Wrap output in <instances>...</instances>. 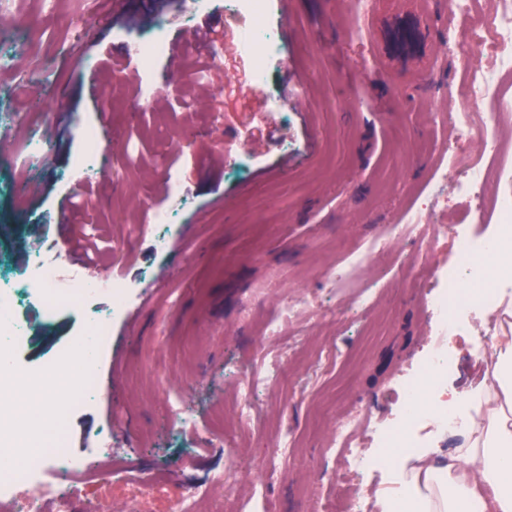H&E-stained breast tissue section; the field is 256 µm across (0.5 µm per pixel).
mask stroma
Returning a JSON list of instances; mask_svg holds the SVG:
<instances>
[{
  "label": "stroma",
  "instance_id": "1",
  "mask_svg": "<svg viewBox=\"0 0 512 512\" xmlns=\"http://www.w3.org/2000/svg\"><path fill=\"white\" fill-rule=\"evenodd\" d=\"M267 19L286 46L268 64V82L253 88L251 63L227 50L224 67L201 75L204 50L195 30L225 24L226 0H160L179 68L153 65L161 88L153 106L137 109L142 77L120 52L149 36L143 0H9L17 28L9 32L12 63L0 67V270L24 275L34 249L66 252L70 238L99 246L92 271L123 280L125 311L111 321V340L97 361L110 400L61 415L76 454L112 429L99 474L140 472L159 493L148 512H179L183 489L208 487L210 503H245L265 483L277 512H323L347 490L371 505L392 493L388 477L349 472L342 454L326 449L338 423L360 415L386 426L401 422L402 383L438 348L455 345L449 384L477 388L491 363L478 355L479 331L437 335L422 286L436 267L454 265V234L413 242L397 236L388 255L370 253L352 268L346 251L410 223L415 206L435 209L434 223L452 225L465 206L451 186H437L448 147V115L459 107L445 93L459 77L444 43L453 16L448 0H421L414 18L415 52L385 54L381 40L361 34L350 0H267ZM232 72V92L222 89ZM282 112L270 126L268 115ZM109 130L99 174L77 168L85 127ZM49 133L38 169L19 155L33 132ZM250 142L244 175L229 174L221 144ZM174 169L171 194L163 173ZM100 189L75 223L59 221L75 195ZM174 212L169 251H158L155 211ZM310 305L285 336L264 341L261 327L280 298ZM110 314L111 300L90 297L43 318L23 319L29 338L20 361L35 367L81 335L86 309ZM288 350L285 381L260 395L261 425L238 428L234 386L258 348ZM231 430L238 457H270L282 433L297 444L277 474L256 469L233 488L213 482L232 464L226 447L206 442L213 426Z\"/></svg>",
  "mask_w": 512,
  "mask_h": 512
}]
</instances>
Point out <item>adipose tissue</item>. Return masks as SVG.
<instances>
[{
	"label": "adipose tissue",
	"mask_w": 512,
	"mask_h": 512,
	"mask_svg": "<svg viewBox=\"0 0 512 512\" xmlns=\"http://www.w3.org/2000/svg\"><path fill=\"white\" fill-rule=\"evenodd\" d=\"M431 367L433 379L416 390V409L438 424L447 418L465 420L464 442L437 468L429 464L427 448L403 458L392 505L384 512H512V335L497 334L485 379L469 394L447 396V357ZM74 384L73 375L64 371L23 392L1 386L0 409L27 426L41 425L57 415L61 396ZM480 485L492 488L491 498H478Z\"/></svg>",
	"instance_id": "adipose-tissue-1"
}]
</instances>
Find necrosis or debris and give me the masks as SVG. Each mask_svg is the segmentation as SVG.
<instances>
[{
  "label": "necrosis or debris",
  "instance_id": "necrosis-or-debris-1",
  "mask_svg": "<svg viewBox=\"0 0 512 512\" xmlns=\"http://www.w3.org/2000/svg\"><path fill=\"white\" fill-rule=\"evenodd\" d=\"M471 2L450 0L458 25L455 34L448 37V54L456 61L463 81L448 94L464 101L452 124L455 142H477L478 150L473 156L449 151L438 171V180L452 182L455 196L468 199L483 223L493 224L494 229L491 237L481 239L464 230L457 233L461 241L457 263L452 269L440 271L438 291L433 296L437 327L443 334L453 330V319L459 311L476 304L490 306L500 289L512 286V279L500 275L487 279L481 275L490 238L512 235V148L496 130L474 132L466 107L467 102L479 101L497 116L512 114V93L503 92L505 77L512 75V0H499L500 9L487 13L473 12ZM228 8L250 18L244 52L252 61V85L265 87L267 60L285 52L282 42L267 29L266 0H229ZM99 286L111 292L113 311L126 307L131 292L124 282L91 276L50 249L32 255L27 273L18 283L0 280V374L13 375L19 385L26 386L67 368L78 381L67 398V409H80L101 398L95 360L110 341V320L105 316L90 315L83 334L47 358L37 370L18 374L13 371L15 359L28 340V326L19 316L20 309L35 304L50 317L61 307L82 304L90 290ZM273 377L270 371L242 372L237 383L242 395L236 410L238 425L254 424V399ZM360 426L357 420L343 422L336 430V445L345 452L350 466L378 471L383 466L378 455L360 450L356 444ZM39 433L46 445L43 453L20 468L0 466V506H7L8 512H44L50 504L54 512H74L80 485L91 474L94 462L72 454L60 420L43 423ZM120 482L128 490L122 499L114 495L112 479H102L99 493L105 512H110L116 503L137 510L155 492L153 484L132 470L125 471Z\"/></svg>",
  "mask_w": 512,
  "mask_h": 512
}]
</instances>
